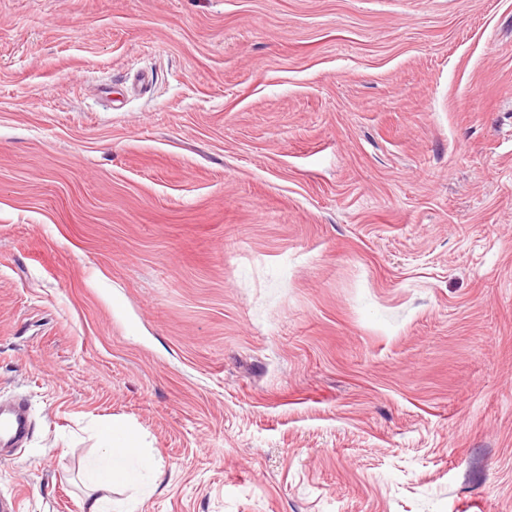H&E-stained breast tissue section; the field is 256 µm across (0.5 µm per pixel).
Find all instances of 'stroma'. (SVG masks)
<instances>
[{
	"label": "stroma",
	"instance_id": "1",
	"mask_svg": "<svg viewBox=\"0 0 512 512\" xmlns=\"http://www.w3.org/2000/svg\"><path fill=\"white\" fill-rule=\"evenodd\" d=\"M11 399L17 512H512V0H0ZM30 430L28 407L21 401L11 407L0 405V461L8 460L12 454L5 448H14L28 436ZM102 442L101 456L89 469L91 485H135L139 483L143 471L150 473L154 480L159 478V467L152 457L138 447L126 426L114 421L106 424L102 430Z\"/></svg>",
	"mask_w": 512,
	"mask_h": 512
}]
</instances>
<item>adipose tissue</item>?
Instances as JSON below:
<instances>
[{
    "label": "adipose tissue",
    "instance_id": "adipose-tissue-1",
    "mask_svg": "<svg viewBox=\"0 0 512 512\" xmlns=\"http://www.w3.org/2000/svg\"><path fill=\"white\" fill-rule=\"evenodd\" d=\"M100 458L91 465L88 479L97 487L134 485L143 473L159 476L160 471L153 458L137 445L128 428L112 422L102 430Z\"/></svg>",
    "mask_w": 512,
    "mask_h": 512
}]
</instances>
